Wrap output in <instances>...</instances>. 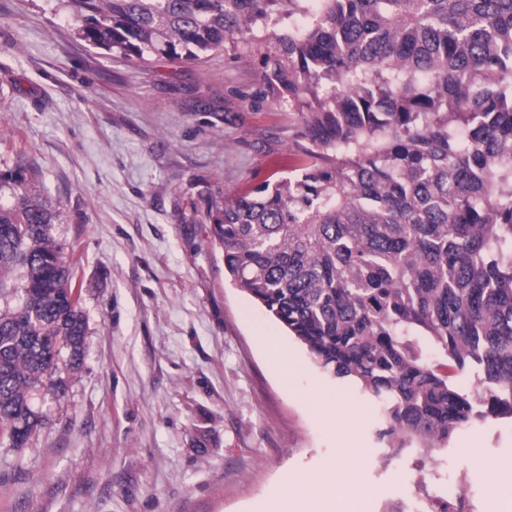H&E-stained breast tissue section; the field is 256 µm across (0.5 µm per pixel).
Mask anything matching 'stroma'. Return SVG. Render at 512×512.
Returning a JSON list of instances; mask_svg holds the SVG:
<instances>
[{
	"label": "stroma",
	"mask_w": 512,
	"mask_h": 512,
	"mask_svg": "<svg viewBox=\"0 0 512 512\" xmlns=\"http://www.w3.org/2000/svg\"><path fill=\"white\" fill-rule=\"evenodd\" d=\"M75 27L54 0H0V172L52 202L87 319L65 397L35 395L44 426L0 443V512H512L486 500L512 482L511 419L391 447L381 403L225 277L205 197L290 175L308 145L298 112L255 100L249 45L143 63Z\"/></svg>",
	"instance_id": "35a3bbf8"
}]
</instances>
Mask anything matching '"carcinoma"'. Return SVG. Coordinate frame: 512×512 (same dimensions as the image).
Returning <instances> with one entry per match:
<instances>
[{"instance_id":"1","label":"carcinoma","mask_w":512,"mask_h":512,"mask_svg":"<svg viewBox=\"0 0 512 512\" xmlns=\"http://www.w3.org/2000/svg\"><path fill=\"white\" fill-rule=\"evenodd\" d=\"M108 53L198 62L239 36L311 162L205 200L234 284L329 374L378 399L379 437L432 450L512 417V0H59ZM467 140L459 142L454 129ZM0 437L65 393L86 349L74 254L26 170L0 173ZM59 346L50 362L45 347ZM433 349L438 361L427 356ZM474 369L460 392L452 374Z\"/></svg>"}]
</instances>
